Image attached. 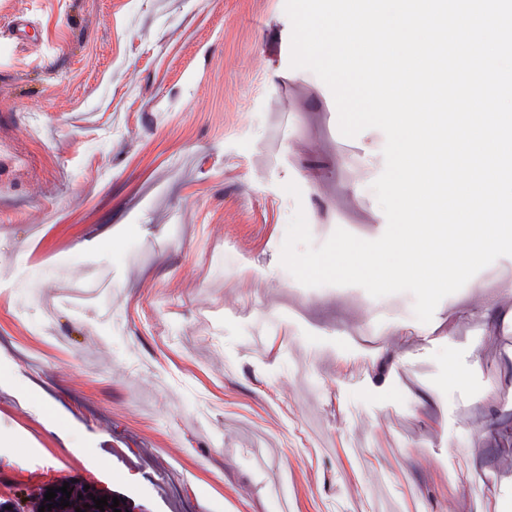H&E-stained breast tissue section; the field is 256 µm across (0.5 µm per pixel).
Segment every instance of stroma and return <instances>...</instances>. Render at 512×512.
<instances>
[{
    "mask_svg": "<svg viewBox=\"0 0 512 512\" xmlns=\"http://www.w3.org/2000/svg\"><path fill=\"white\" fill-rule=\"evenodd\" d=\"M284 6L0 0V501L51 479L134 512L512 501V279L479 271L424 324L410 293L280 263L296 208L318 245L387 226L386 137L338 133ZM292 113L306 134L277 139ZM90 284L109 316L72 299ZM493 298L488 335L463 313Z\"/></svg>",
    "mask_w": 512,
    "mask_h": 512,
    "instance_id": "1",
    "label": "stroma"
}]
</instances>
